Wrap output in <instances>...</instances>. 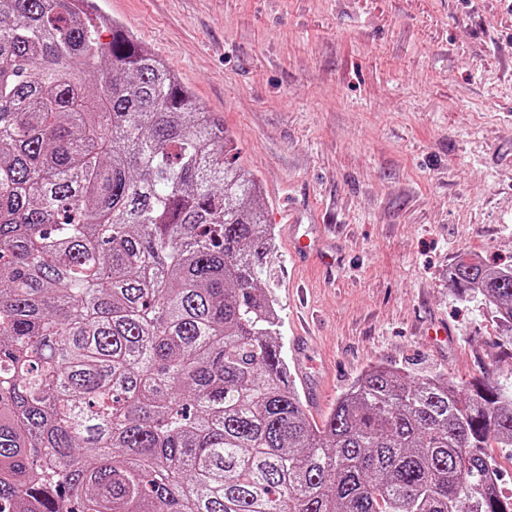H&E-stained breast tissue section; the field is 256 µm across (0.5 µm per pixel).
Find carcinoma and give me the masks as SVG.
Listing matches in <instances>:
<instances>
[{"mask_svg": "<svg viewBox=\"0 0 512 512\" xmlns=\"http://www.w3.org/2000/svg\"><path fill=\"white\" fill-rule=\"evenodd\" d=\"M92 2L0 0V512H512V391L374 366L310 417L256 182ZM449 281L512 330V268Z\"/></svg>", "mask_w": 512, "mask_h": 512, "instance_id": "cac0c4a2", "label": "carcinoma"}]
</instances>
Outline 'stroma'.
Wrapping results in <instances>:
<instances>
[{"label":"stroma","mask_w":512,"mask_h":512,"mask_svg":"<svg viewBox=\"0 0 512 512\" xmlns=\"http://www.w3.org/2000/svg\"><path fill=\"white\" fill-rule=\"evenodd\" d=\"M224 118L274 230L290 348L311 330L323 418L378 364L512 383V333L458 295V256L512 268V0H97ZM302 200L339 259L295 270Z\"/></svg>","instance_id":"35a3bbf8"}]
</instances>
